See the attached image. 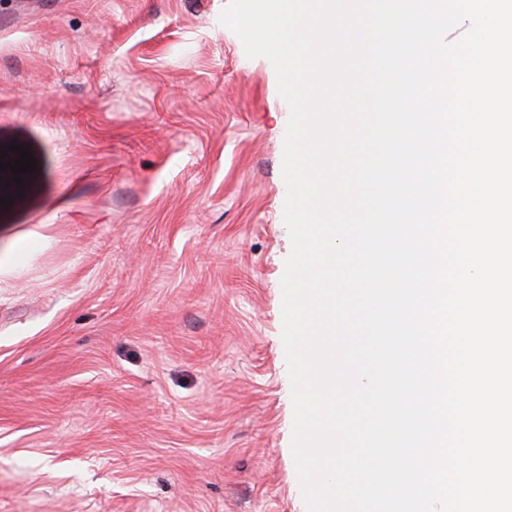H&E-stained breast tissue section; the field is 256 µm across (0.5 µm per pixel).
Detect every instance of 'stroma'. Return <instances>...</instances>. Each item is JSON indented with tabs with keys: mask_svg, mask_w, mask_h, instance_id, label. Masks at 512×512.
Masks as SVG:
<instances>
[{
	"mask_svg": "<svg viewBox=\"0 0 512 512\" xmlns=\"http://www.w3.org/2000/svg\"><path fill=\"white\" fill-rule=\"evenodd\" d=\"M229 0H0V512H307L290 116Z\"/></svg>",
	"mask_w": 512,
	"mask_h": 512,
	"instance_id": "35a3bbf8",
	"label": "stroma"
}]
</instances>
